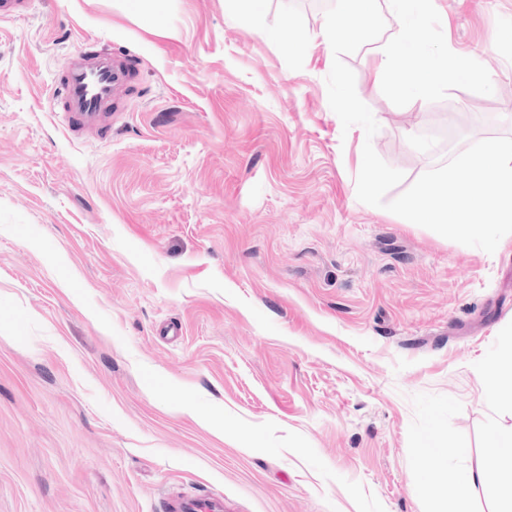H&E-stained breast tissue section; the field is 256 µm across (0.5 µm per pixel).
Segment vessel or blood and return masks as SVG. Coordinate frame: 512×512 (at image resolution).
Instances as JSON below:
<instances>
[{
  "instance_id": "1",
  "label": "vessel or blood",
  "mask_w": 512,
  "mask_h": 512,
  "mask_svg": "<svg viewBox=\"0 0 512 512\" xmlns=\"http://www.w3.org/2000/svg\"><path fill=\"white\" fill-rule=\"evenodd\" d=\"M123 80V70L111 57L85 52L68 63L64 80L56 87L53 98L61 102L64 112L76 122L103 119ZM166 509L167 512H222L214 499L208 497L171 499Z\"/></svg>"
}]
</instances>
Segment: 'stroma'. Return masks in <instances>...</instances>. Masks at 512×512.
<instances>
[{
  "instance_id": "stroma-1",
  "label": "stroma",
  "mask_w": 512,
  "mask_h": 512,
  "mask_svg": "<svg viewBox=\"0 0 512 512\" xmlns=\"http://www.w3.org/2000/svg\"><path fill=\"white\" fill-rule=\"evenodd\" d=\"M327 0H34L0 20V512H454L423 488L484 468L512 405V234L494 253L357 198L365 143L398 197L473 142L512 137V0H434L424 51L492 84L400 96L398 37L344 55L379 130L328 101ZM284 26V38L267 37ZM125 72L103 125L51 105L66 60ZM180 335H163L167 325ZM487 383V399L494 403L512 404V353L486 359L481 367ZM165 511L168 512H222V507L215 505V499L208 497H182L169 499Z\"/></svg>"
}]
</instances>
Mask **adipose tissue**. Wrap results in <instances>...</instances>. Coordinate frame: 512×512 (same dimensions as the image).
I'll return each mask as SVG.
<instances>
[{
    "instance_id": "obj_1",
    "label": "adipose tissue",
    "mask_w": 512,
    "mask_h": 512,
    "mask_svg": "<svg viewBox=\"0 0 512 512\" xmlns=\"http://www.w3.org/2000/svg\"><path fill=\"white\" fill-rule=\"evenodd\" d=\"M398 8L401 37L392 52L382 54L375 66L377 82L400 95L428 94L452 78L487 84V75L473 58L449 54L444 65L432 67L419 44L421 23L431 0H392ZM481 373L487 383L486 395L494 403L512 404V353L486 359ZM485 458L501 476L495 498L512 512V429L493 432L485 446Z\"/></svg>"
}]
</instances>
